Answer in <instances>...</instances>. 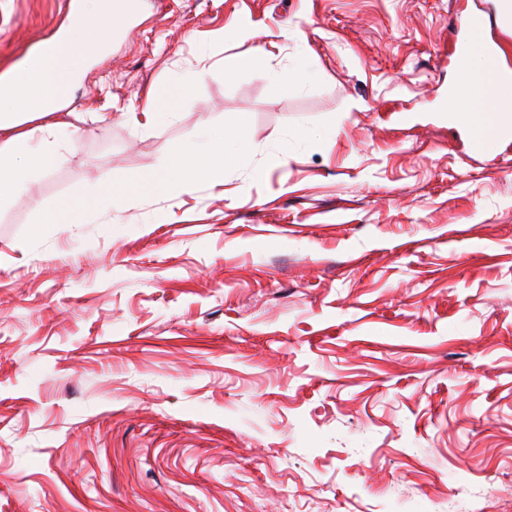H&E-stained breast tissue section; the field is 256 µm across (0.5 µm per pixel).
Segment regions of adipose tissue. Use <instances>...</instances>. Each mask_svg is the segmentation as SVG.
Instances as JSON below:
<instances>
[{"label": "adipose tissue", "mask_w": 512, "mask_h": 512, "mask_svg": "<svg viewBox=\"0 0 512 512\" xmlns=\"http://www.w3.org/2000/svg\"><path fill=\"white\" fill-rule=\"evenodd\" d=\"M81 16L69 33L72 49L59 58L45 73V80L66 74L76 76L86 60L91 59V47H104L113 29L123 16L112 7V0H85ZM503 50L485 56L469 51L463 52V71L475 79L461 99V112L456 113L454 122L463 128L477 124L496 125L507 121L512 123L511 112L494 113L490 110L489 91L500 73L499 60ZM194 82L189 78L177 80L171 96L162 98L148 93L143 107L133 111L135 125L149 128L158 125L175 112L174 99L191 91ZM67 101L27 106L14 97H0V201L27 191L31 176L56 159L55 154L34 145L32 131L25 125L33 118L47 119V128L53 132H67L70 123L66 108ZM245 142L242 135L229 132L215 133L207 148L201 149L190 143L176 150L166 164L158 169L142 172L135 180L122 184L104 183L91 190L78 188L59 202L49 213V220L56 224H83L89 215L101 208H121L133 198L144 194H158L170 189H190L193 185V171L198 165H206L210 174L223 173L225 164L242 151Z\"/></svg>", "instance_id": "1"}]
</instances>
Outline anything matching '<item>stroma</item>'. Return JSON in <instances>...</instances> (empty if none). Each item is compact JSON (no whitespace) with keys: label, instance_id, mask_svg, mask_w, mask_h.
I'll return each mask as SVG.
<instances>
[{"label":"stroma","instance_id":"1","mask_svg":"<svg viewBox=\"0 0 512 512\" xmlns=\"http://www.w3.org/2000/svg\"><path fill=\"white\" fill-rule=\"evenodd\" d=\"M484 3L143 0L0 203V512H512V134L439 110ZM68 29L0 0V74ZM237 126L222 178L42 221ZM313 75L308 65L293 71L273 72L270 75V86L277 93L287 92L292 86L311 79ZM193 86L194 81L192 79L182 78L177 80L173 92L165 98H161L156 93L149 91L146 96L145 105L131 112L133 123L143 128L158 125L174 114V97L187 94Z\"/></svg>","mask_w":512,"mask_h":512}]
</instances>
